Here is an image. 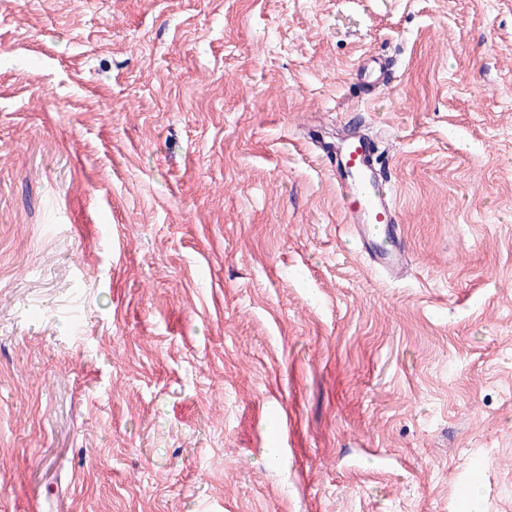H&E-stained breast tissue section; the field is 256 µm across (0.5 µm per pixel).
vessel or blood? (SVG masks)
<instances>
[{
	"instance_id": "obj_1",
	"label": "vessel or blood",
	"mask_w": 512,
	"mask_h": 512,
	"mask_svg": "<svg viewBox=\"0 0 512 512\" xmlns=\"http://www.w3.org/2000/svg\"><path fill=\"white\" fill-rule=\"evenodd\" d=\"M391 71L392 64L385 57L360 62L351 88L358 96L371 95L390 85ZM314 152L331 167L343 205L344 229L358 253L388 280H402L411 256L401 235L395 189L382 171L374 137L352 127L340 131L336 148L318 141Z\"/></svg>"
}]
</instances>
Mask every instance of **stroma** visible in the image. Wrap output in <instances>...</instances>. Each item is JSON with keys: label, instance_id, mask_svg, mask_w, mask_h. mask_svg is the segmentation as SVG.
<instances>
[{"label": "stroma", "instance_id": "35a3bbf8", "mask_svg": "<svg viewBox=\"0 0 512 512\" xmlns=\"http://www.w3.org/2000/svg\"><path fill=\"white\" fill-rule=\"evenodd\" d=\"M348 122L398 283L313 152ZM474 477L512 512V0H0V512H456ZM392 64L388 58L377 57L359 62L354 70L351 88L362 99L391 84ZM337 139L336 149L319 140L313 146L333 172L344 211L342 228L369 266L390 281H400L409 272L411 256L401 235L395 189L382 173L377 142L367 131L351 126Z\"/></svg>", "mask_w": 512, "mask_h": 512}]
</instances>
